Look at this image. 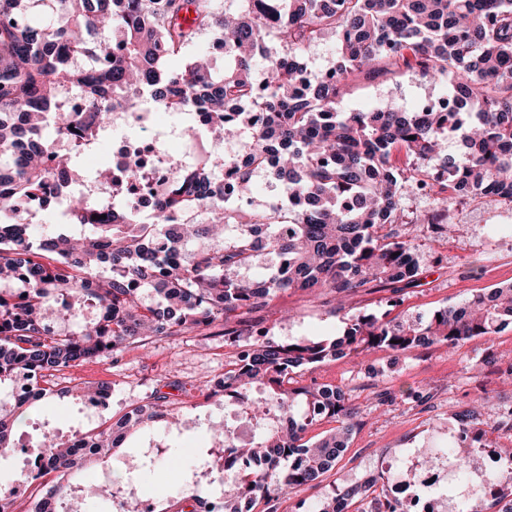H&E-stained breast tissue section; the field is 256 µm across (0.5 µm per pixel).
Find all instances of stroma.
<instances>
[{
  "label": "stroma",
  "mask_w": 512,
  "mask_h": 512,
  "mask_svg": "<svg viewBox=\"0 0 512 512\" xmlns=\"http://www.w3.org/2000/svg\"><path fill=\"white\" fill-rule=\"evenodd\" d=\"M449 92L447 83L421 78L405 71L374 81L362 78L349 84L339 106L352 112L384 103L414 107L424 99H439ZM453 223L462 233L436 235L423 224L405 228L412 238L420 263L419 283L405 288L397 307L402 316L426 315L466 301L473 294L512 285V222L486 200H465L451 210ZM387 292L361 291L346 302L343 315L300 293H286L253 319L268 328L274 339L288 336H333L342 329L341 318L368 309L385 310ZM291 322H284L285 311ZM245 337L229 338L223 325L178 336L151 338L146 348L127 349L118 362L103 359L57 372L58 386L112 387V404L100 418L87 420L81 402L68 397L36 404L17 424L16 439L37 444L44 426L65 433L94 432L106 420H114L148 401L154 394L167 395L174 411L182 412L185 430L167 435L166 443L195 450L210 447L204 422L221 418L233 425L242 420L237 407L224 400L205 398L199 388L218 371L227 370ZM512 355V326L491 338L477 337L454 352L442 347H420L397 355L372 349L360 356L329 360L305 371L306 385L342 387L358 408V425L336 466L315 486L281 496L278 512H315L317 503L338 485L354 484L379 456L397 457L423 443L431 432L456 426V413L481 400H489L488 416L496 420L512 410V378L485 360L488 352Z\"/></svg>",
  "instance_id": "35a3bbf8"
}]
</instances>
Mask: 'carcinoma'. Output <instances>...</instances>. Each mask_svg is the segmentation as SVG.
Returning <instances> with one entry per match:
<instances>
[{
	"label": "carcinoma",
	"instance_id": "carcinoma-1",
	"mask_svg": "<svg viewBox=\"0 0 512 512\" xmlns=\"http://www.w3.org/2000/svg\"><path fill=\"white\" fill-rule=\"evenodd\" d=\"M240 13L219 20L213 0H0V448L14 447L18 417L51 397L87 402L77 386L57 389L50 377L100 358L117 362L148 336H176L224 324L239 336L242 315L280 295L300 292L330 297L332 311L368 288L388 290L386 303L414 285L418 256L404 226L428 224L450 233V206L457 200L512 197V0H246ZM45 12L48 24L31 23ZM230 64L214 76L199 59L178 68L184 49L210 30ZM272 31L285 50L270 58L267 81L258 85L253 59L265 52ZM337 37L339 65L309 73L293 56L328 35ZM413 70L444 81L457 94L455 110H406L395 103L340 112L345 87L360 74L372 77ZM145 87L163 106L179 104L193 136L224 139L250 127L244 158L235 162L236 195L224 196V155L209 152L183 169L155 206L151 234L129 205V186L113 184L114 201L104 219L77 183L81 153H60L46 165L49 129L68 132L84 150L95 149L113 112L138 109L134 91ZM86 100L80 112L55 107L62 89ZM464 151L447 153L448 140ZM260 162L279 182L285 200L262 210L244 205ZM427 192L436 213L414 216L402 205L409 193ZM65 193L70 230L36 235L24 213L41 196ZM208 205L204 223H174L187 206ZM236 221L225 233L226 220ZM264 255L288 259V272L264 277L249 272ZM83 321L60 327L58 307ZM512 322V285L472 296L459 306L426 317L398 319L390 311H364L345 321L339 336L257 339L224 371V398L250 409L252 441L234 446L211 424L206 432L224 453L196 456L218 465L221 456L264 460L269 467L243 474L224 495L222 512H277L281 495L317 482L348 448L358 411L333 385L305 386L296 377L327 360L369 349L405 354L423 345L457 348L490 336ZM34 394L21 396V380ZM169 398L132 408L97 433L73 435L71 443L39 449L30 480L53 475L32 500L31 512H58L87 471L109 467L129 436L157 424L177 430ZM330 420L333 431L306 437L309 427ZM464 434L478 441L512 418L483 422L473 407L457 414ZM298 462H292L293 456ZM118 478L97 485L87 506L127 512L136 497L116 490L137 483L175 448L150 445ZM368 496L343 485L317 506L336 512Z\"/></svg>",
	"mask_w": 512,
	"mask_h": 512
}]
</instances>
